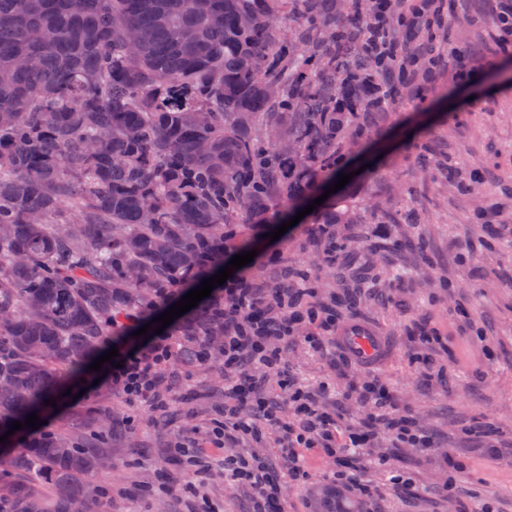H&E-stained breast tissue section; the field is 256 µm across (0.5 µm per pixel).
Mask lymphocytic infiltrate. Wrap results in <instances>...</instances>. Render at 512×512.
Returning a JSON list of instances; mask_svg holds the SVG:
<instances>
[{
	"mask_svg": "<svg viewBox=\"0 0 512 512\" xmlns=\"http://www.w3.org/2000/svg\"><path fill=\"white\" fill-rule=\"evenodd\" d=\"M210 300L224 309V365L235 370L276 364L277 342L286 340L313 315L312 309L294 302L291 290L266 286L248 267L214 290ZM179 346L178 337L167 332L134 345L132 352L121 356L120 367L110 370L109 386L130 401L155 402L163 372L176 360ZM290 398L296 405L297 421L285 428L289 440L310 448L334 450L336 427L331 420L302 390H294ZM224 480L231 485L248 483L254 496L267 502V512H281L275 500L276 486L264 462L225 456Z\"/></svg>",
	"mask_w": 512,
	"mask_h": 512,
	"instance_id": "f902f5d3",
	"label": "lymphocytic infiltrate"
}]
</instances>
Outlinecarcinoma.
<instances>
[{
	"label": "carcinoma",
	"instance_id": "carcinoma-1",
	"mask_svg": "<svg viewBox=\"0 0 512 512\" xmlns=\"http://www.w3.org/2000/svg\"><path fill=\"white\" fill-rule=\"evenodd\" d=\"M395 0H0V436L44 418L123 337L224 267L240 216L282 224L343 171L382 106L434 51L395 61L414 22ZM296 26L290 38L282 20ZM267 128L256 137L257 120ZM316 224H350L331 209ZM168 329L200 360L224 320L203 301ZM103 441L112 417L90 407ZM0 475L32 470L80 499L100 457L60 433ZM0 512H44L0 485Z\"/></svg>",
	"mask_w": 512,
	"mask_h": 512
}]
</instances>
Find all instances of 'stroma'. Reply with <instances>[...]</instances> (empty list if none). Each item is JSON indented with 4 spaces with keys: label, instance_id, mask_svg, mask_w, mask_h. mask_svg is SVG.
Wrapping results in <instances>:
<instances>
[{
    "label": "stroma",
    "instance_id": "stroma-1",
    "mask_svg": "<svg viewBox=\"0 0 512 512\" xmlns=\"http://www.w3.org/2000/svg\"><path fill=\"white\" fill-rule=\"evenodd\" d=\"M447 2L443 44L480 73L466 81L440 64L373 114L362 150L344 158L355 221L333 225L340 247L329 251L305 224L273 242L272 225L247 232L257 252L279 256L258 269L260 280L287 287V271L298 269L315 289L302 301L316 311L304 331L320 347L290 339L282 373L261 389L282 420H296L288 400L294 381L318 389L322 410L346 436L371 421V404L354 394L375 380L429 446L409 448L378 430L354 455L353 485L330 480L335 456L300 447L304 474L294 477L282 433L262 418L236 441H214L231 377L223 361H177L165 373L174 417L91 384L63 416L48 418V430L106 458L108 469L85 483L96 512H258L249 487L225 484L228 453L261 458L288 512H475L481 503L512 512V36L501 38L493 0ZM425 150L451 177L420 168ZM410 210L422 223H404ZM407 238L423 239L424 251L399 249ZM365 278L372 287L347 310L344 298ZM354 326L380 339L378 358L365 362L346 348L342 338ZM97 403L125 424L101 446L82 421ZM188 439L200 450L199 466L175 453Z\"/></svg>",
    "mask_w": 512,
    "mask_h": 512
}]
</instances>
